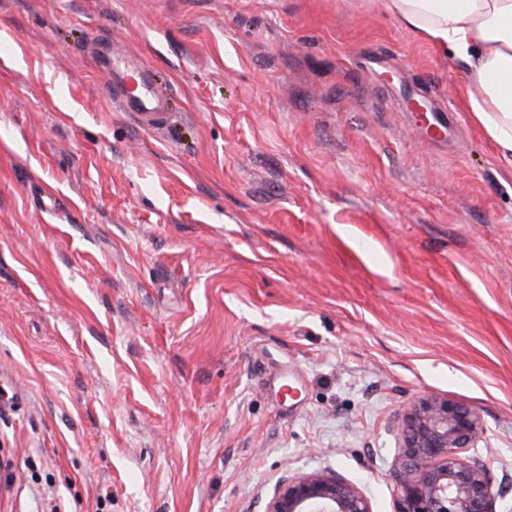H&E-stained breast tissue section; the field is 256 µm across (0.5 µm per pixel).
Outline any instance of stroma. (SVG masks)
Returning a JSON list of instances; mask_svg holds the SVG:
<instances>
[{
    "mask_svg": "<svg viewBox=\"0 0 512 512\" xmlns=\"http://www.w3.org/2000/svg\"><path fill=\"white\" fill-rule=\"evenodd\" d=\"M467 79L379 0H0V512H265L322 468L395 512L425 393L512 512V170ZM133 72L135 75H130V78L134 86L124 92L126 109L143 124H161L167 113L162 112L165 106V93L148 82L144 69L135 66Z\"/></svg>",
    "mask_w": 512,
    "mask_h": 512,
    "instance_id": "stroma-1",
    "label": "stroma"
}]
</instances>
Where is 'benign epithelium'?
I'll use <instances>...</instances> for the list:
<instances>
[{
	"instance_id": "obj_1",
	"label": "benign epithelium",
	"mask_w": 512,
	"mask_h": 512,
	"mask_svg": "<svg viewBox=\"0 0 512 512\" xmlns=\"http://www.w3.org/2000/svg\"><path fill=\"white\" fill-rule=\"evenodd\" d=\"M403 444L394 463L403 497L396 512H497L487 466L466 453L483 439L479 413L449 396L427 394L402 413ZM266 512H372L352 481L324 468L288 475Z\"/></svg>"
}]
</instances>
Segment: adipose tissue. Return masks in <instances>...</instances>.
I'll use <instances>...</instances> for the list:
<instances>
[{"label":"adipose tissue","instance_id":"ef3b65f1","mask_svg":"<svg viewBox=\"0 0 512 512\" xmlns=\"http://www.w3.org/2000/svg\"><path fill=\"white\" fill-rule=\"evenodd\" d=\"M383 7L465 64L470 118L512 165V0H383Z\"/></svg>","mask_w":512,"mask_h":512}]
</instances>
